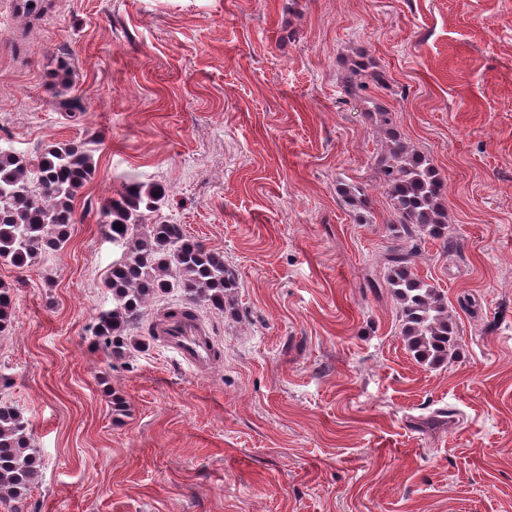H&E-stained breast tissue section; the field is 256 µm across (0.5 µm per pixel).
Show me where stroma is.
<instances>
[{
    "label": "stroma",
    "mask_w": 512,
    "mask_h": 512,
    "mask_svg": "<svg viewBox=\"0 0 512 512\" xmlns=\"http://www.w3.org/2000/svg\"><path fill=\"white\" fill-rule=\"evenodd\" d=\"M16 4L0 0V143L90 141L95 173L63 249L0 264V398L41 459L0 512H512V0ZM361 59L356 99L340 76ZM76 97L84 112L61 108ZM377 104L446 182L457 248L427 241L412 265L456 324L438 368L405 350L379 286ZM135 182L238 273L235 314L201 313L223 355L206 371L151 334L177 295L150 302L127 360L92 336L120 256L102 207Z\"/></svg>",
    "instance_id": "stroma-1"
}]
</instances>
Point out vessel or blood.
<instances>
[{
	"label": "vessel or blood",
	"mask_w": 512,
	"mask_h": 512,
	"mask_svg": "<svg viewBox=\"0 0 512 512\" xmlns=\"http://www.w3.org/2000/svg\"><path fill=\"white\" fill-rule=\"evenodd\" d=\"M156 332L162 346L181 364L203 370L211 362L212 341L201 318L165 317Z\"/></svg>",
	"instance_id": "b4317fda"
}]
</instances>
